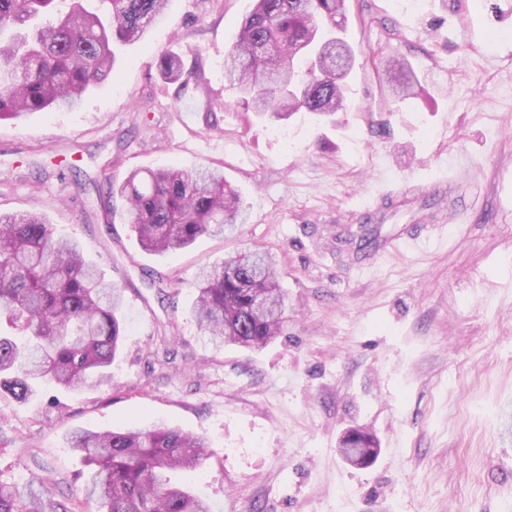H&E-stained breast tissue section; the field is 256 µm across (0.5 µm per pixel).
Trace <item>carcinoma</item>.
<instances>
[{"label":"carcinoma","instance_id":"1","mask_svg":"<svg viewBox=\"0 0 512 512\" xmlns=\"http://www.w3.org/2000/svg\"><path fill=\"white\" fill-rule=\"evenodd\" d=\"M0 0V120L72 107L113 70L116 51L145 37L169 0H73L48 23L55 2ZM347 0H255L224 52L225 76L259 117L284 120L302 109L332 116L345 109L356 60L343 31ZM164 79L182 77L179 56L162 51ZM384 79L399 102L414 95L404 63L385 61ZM112 193L126 205L141 248L173 254L243 221L240 194L210 169H143ZM193 316L216 344L261 349L279 336L286 295L276 262L260 249L230 255L194 282ZM122 289L85 261L77 242L54 235L30 212L0 213V390L19 402L49 383L64 390L111 379L124 337ZM71 447L95 469L81 501L56 500L34 482L0 480V512H212L201 492L170 484L167 474L195 471L207 439L178 429L131 424L123 431L82 429Z\"/></svg>","mask_w":512,"mask_h":512}]
</instances>
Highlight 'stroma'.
I'll return each mask as SVG.
<instances>
[{
	"label": "stroma",
	"mask_w": 512,
	"mask_h": 512,
	"mask_svg": "<svg viewBox=\"0 0 512 512\" xmlns=\"http://www.w3.org/2000/svg\"><path fill=\"white\" fill-rule=\"evenodd\" d=\"M253 4L170 0L78 107L0 121V211L39 212L79 240L123 290L127 339L106 385L0 395V480L82 498L93 471L71 434L156 421L208 439L181 479L215 512H512V15L486 0H350L346 111L268 123L224 77ZM163 49L187 79L162 81ZM387 55L421 86L396 111ZM463 152L475 165L461 184L426 194ZM382 164L390 201L374 191ZM171 166L223 169L244 223L144 251L110 188ZM445 212L441 244L394 247ZM365 213L370 244H341ZM252 247L276 259L284 331L260 350L215 347L193 318L195 276ZM354 428L378 443L363 467L338 451Z\"/></svg>",
	"instance_id": "stroma-1"
}]
</instances>
